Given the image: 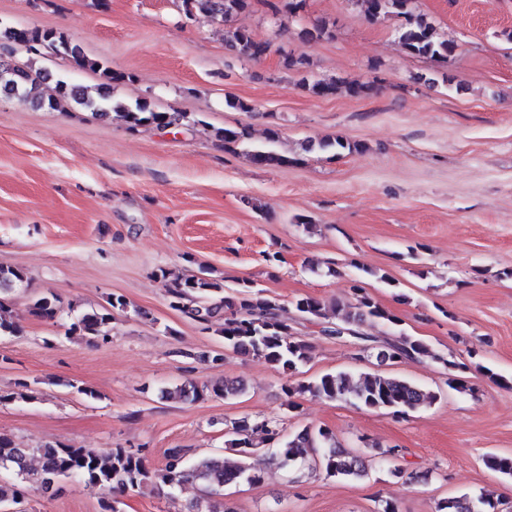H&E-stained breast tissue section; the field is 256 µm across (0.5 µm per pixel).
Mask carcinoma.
Returning a JSON list of instances; mask_svg holds the SVG:
<instances>
[{"label":"carcinoma","mask_w":512,"mask_h":512,"mask_svg":"<svg viewBox=\"0 0 512 512\" xmlns=\"http://www.w3.org/2000/svg\"><path fill=\"white\" fill-rule=\"evenodd\" d=\"M178 8L189 19L202 14L224 25V49L238 59L258 61L267 56L270 42L257 39L250 31L233 26L234 19L252 11L254 0H178ZM371 20L381 17L400 19L397 28L398 43L409 57L446 59L455 47L452 42L440 39L436 29L426 17L417 12L414 0H352ZM332 36L329 23L321 20L302 30V38L312 40ZM39 55L41 50L62 57L80 70L100 74L103 82L94 90L69 85L64 80L56 82L51 93L43 91V77L30 63H19L0 54V91L21 101L36 103L41 107L57 110L67 105L88 109L93 114L108 119L121 120L134 128L189 126L198 122L187 112H160L147 99L127 104L112 98V83L126 75H116L103 62L86 56L82 48L65 34L53 29L9 27L0 30V41ZM279 65L285 71L301 72L309 66L308 59L293 50L278 48ZM299 86L318 97L336 94L342 88L352 96L368 95L377 89L375 83H348L342 80H299ZM215 137L224 145H236L251 139V131L242 126L235 129L218 128ZM267 145L249 152L251 161L259 166H282L291 159L274 149L278 132L266 131ZM157 278L166 290L169 307L204 330H213L224 338V347L234 353L261 359L285 371L295 372L299 365L310 358L311 345L301 338L298 325L304 320L320 327L319 333L334 337L355 347L366 358H373L382 366L386 359L395 362L431 359L457 370L448 380V387L467 391L464 373L471 367L464 362L450 360L420 338L400 331L390 336H370L363 332L369 321H383L398 325L396 315L381 306L360 281L351 286L352 300L347 303L326 305L314 296H301L292 302L296 316L290 317L286 307L276 298L251 284H238V288L224 293V278L213 275V270L201 266L198 272L185 276L174 275L159 268ZM26 280L23 270L0 267V336H12L17 332L15 323L4 315L7 297ZM72 313L66 327V335H78L93 343L105 340L112 331L114 312H132L142 319L150 314L130 308V303L119 294L106 298V304L74 313V306L63 307L56 297L42 296L31 300L29 312L37 317L54 319L63 311ZM282 390L288 397V407H297L293 398L309 394L316 398L350 402L368 410H390L404 415L423 405H430L437 395L418 384L392 375L362 372L327 373L310 381L296 384L285 383ZM245 385L237 380L224 379L212 384H200L192 378L185 379L171 390L162 392L166 399L198 402L209 397L229 398L242 394ZM30 384L21 381L13 392L0 394V403L33 400ZM227 434L228 447L241 457L229 462L222 455L204 456L192 464L185 461L187 451L170 448L166 462L160 468L150 467L137 452L125 448L98 451L75 448L62 443H47L39 448H21L12 438L0 433V470L12 473L14 480L0 479V507L19 500V484L28 483L39 489L56 486L63 478L78 477L85 483L105 489L111 499L104 502V512H119L116 504L130 490L151 487L170 491L189 483H197L201 492L218 493L224 487L246 481L258 484L262 470L247 463L259 444L278 443L277 455L283 466L295 467V479L305 476L303 468L321 469L328 477L361 478L365 476V460L339 444L336 434L325 427L316 430L306 426L285 440L270 419H241L231 423ZM489 470L504 477H512V455L491 454L484 458ZM189 512H236L227 503H218L199 497ZM436 512H501L498 502L486 494L446 497L436 504Z\"/></svg>","instance_id":"carcinoma-1"}]
</instances>
